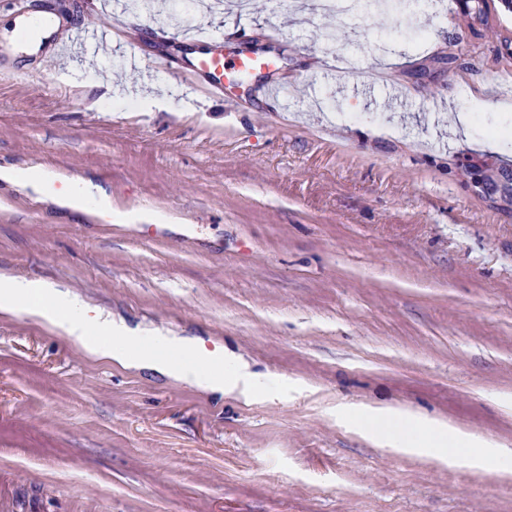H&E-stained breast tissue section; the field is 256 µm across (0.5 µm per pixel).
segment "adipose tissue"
Wrapping results in <instances>:
<instances>
[{
    "instance_id": "obj_1",
    "label": "adipose tissue",
    "mask_w": 512,
    "mask_h": 512,
    "mask_svg": "<svg viewBox=\"0 0 512 512\" xmlns=\"http://www.w3.org/2000/svg\"><path fill=\"white\" fill-rule=\"evenodd\" d=\"M0 180L19 191L34 192L39 200L73 208H102L107 204L105 189L86 180L74 181L66 196H58L51 174L42 170L2 167ZM0 312L38 318L89 356L158 375L208 395L236 394L248 398L264 386L262 378L250 372L240 358L207 351L194 336L169 335L106 317L102 310L81 301L72 291L47 280L0 279ZM351 416L362 421L369 434L392 447L439 459L452 451L472 466L512 471V450L495 441L450 429L443 423L382 408L355 410Z\"/></svg>"
}]
</instances>
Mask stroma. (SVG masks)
Listing matches in <instances>:
<instances>
[{
    "label": "stroma",
    "instance_id": "35a3bbf8",
    "mask_svg": "<svg viewBox=\"0 0 512 512\" xmlns=\"http://www.w3.org/2000/svg\"><path fill=\"white\" fill-rule=\"evenodd\" d=\"M314 2L0 0V29L61 21L35 55L0 50V165L92 180L115 215L0 182V278L200 337L272 386L206 396L0 313V512H512V473L389 447L345 414L390 407L512 449V10ZM198 28L227 57L275 58L282 96L178 82ZM77 31L98 34L97 68ZM89 80L110 84L105 107ZM461 112L500 149L461 144Z\"/></svg>",
    "mask_w": 512,
    "mask_h": 512
}]
</instances>
